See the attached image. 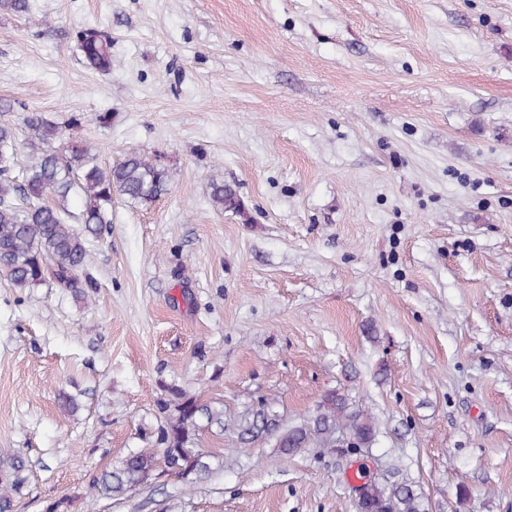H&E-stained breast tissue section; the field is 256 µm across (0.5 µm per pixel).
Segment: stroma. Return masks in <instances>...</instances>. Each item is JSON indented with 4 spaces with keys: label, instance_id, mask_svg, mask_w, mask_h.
Wrapping results in <instances>:
<instances>
[{
    "label": "stroma",
    "instance_id": "1",
    "mask_svg": "<svg viewBox=\"0 0 512 512\" xmlns=\"http://www.w3.org/2000/svg\"><path fill=\"white\" fill-rule=\"evenodd\" d=\"M1 99L172 176L113 196L78 287L0 279L18 512H357L363 463L427 512H512V0H30L0 12ZM215 176L243 213L213 209ZM171 383L223 403L196 437L221 470L90 503L154 447ZM334 390L372 414L369 450L242 443L244 411L285 423ZM77 44L87 63L101 72L112 68V36L99 28H83Z\"/></svg>",
    "mask_w": 512,
    "mask_h": 512
}]
</instances>
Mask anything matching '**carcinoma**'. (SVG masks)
Instances as JSON below:
<instances>
[{"mask_svg": "<svg viewBox=\"0 0 512 512\" xmlns=\"http://www.w3.org/2000/svg\"><path fill=\"white\" fill-rule=\"evenodd\" d=\"M77 44L87 63L101 72L112 68V36L99 28H83ZM24 129L31 144L40 146L23 180L14 175L17 127L0 122V277L20 291L51 279L74 288L91 262L86 243L100 234L108 217L112 197L123 196L132 204L152 202L171 188L167 165L133 151L115 164L102 165L91 149L39 112H28ZM72 195L83 198L82 210L68 209ZM209 199L219 212L240 213L243 204L234 188L215 177L209 184ZM82 225L77 230L74 225ZM157 403L161 426L156 448L130 451L118 464L91 476L93 501L122 500L157 475L176 464L168 449L175 448L192 464L189 487L209 481L216 466L212 456L195 448L200 426L224 431V409L201 403L176 384L164 387ZM276 433L286 455L306 448H335L346 436L362 447L374 441L376 425L370 414L351 406L345 395L329 392L309 417L281 424L264 408L244 414L241 439ZM0 473V512H13L14 494L24 484L26 463L19 457L5 459ZM357 512H425L422 497L409 484H375L357 503Z\"/></svg>", "mask_w": 512, "mask_h": 512, "instance_id": "carcinoma-1", "label": "carcinoma"}]
</instances>
